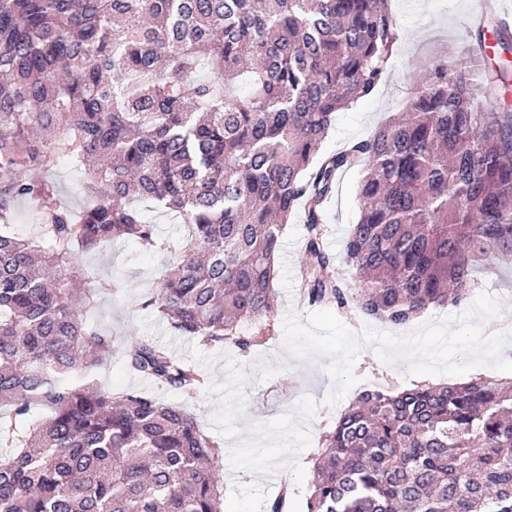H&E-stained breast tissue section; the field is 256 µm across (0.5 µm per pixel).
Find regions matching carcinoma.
<instances>
[{"label": "carcinoma", "mask_w": 512, "mask_h": 512, "mask_svg": "<svg viewBox=\"0 0 512 512\" xmlns=\"http://www.w3.org/2000/svg\"><path fill=\"white\" fill-rule=\"evenodd\" d=\"M494 16L502 51L512 37ZM398 41L388 0H0V512H224L222 454L186 407L101 389L112 335L91 329L83 256L152 249L141 200L187 237L144 306L178 336L241 351L277 307L282 232L301 209L307 300L353 301L395 328L458 304L512 258V60L436 56L402 111L315 159L336 113L372 98ZM71 161L85 202L47 175ZM363 171L345 288L328 275L323 204ZM36 236L11 232L18 203ZM253 325L246 334L242 327ZM135 373L195 398L205 378L153 340ZM35 407L49 415L29 420ZM26 422L24 430L18 423ZM313 458L306 512H512V384L363 389Z\"/></svg>", "instance_id": "1"}]
</instances>
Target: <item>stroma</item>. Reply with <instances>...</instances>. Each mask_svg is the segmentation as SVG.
<instances>
[{
  "label": "stroma",
  "instance_id": "stroma-1",
  "mask_svg": "<svg viewBox=\"0 0 512 512\" xmlns=\"http://www.w3.org/2000/svg\"><path fill=\"white\" fill-rule=\"evenodd\" d=\"M471 0H390L399 40L388 72L376 95L350 110L337 113L323 144L332 151L368 138L410 95L412 77L422 74L437 48L463 52ZM362 174L343 171L325 203L324 241L333 258L330 273L344 284L354 275L343 259L344 242L359 217ZM306 229L301 218L286 226L277 257L274 288L278 307L270 319L272 335L248 351L174 335L156 313L144 305L169 267V254L115 242L105 252L88 255L82 268L98 282V302L88 325L112 335L115 348L96 369L101 388L136 389L169 403H186L206 433L224 450L219 474L224 483L226 512H264L270 498L288 485V512H306L307 464L332 431L340 415L360 389L390 380L398 386L444 383V376H406L405 363L384 364L372 347H364L353 365L358 379L337 404L326 398L334 382L325 360H305L283 349V323L289 311L309 312L296 296V269L304 248ZM494 295L500 305L497 318L484 324V333L512 329V261H488L472 285L471 296L481 291ZM135 338H150L194 365L206 378L195 399L160 389L132 372L123 346Z\"/></svg>",
  "mask_w": 512,
  "mask_h": 512
}]
</instances>
